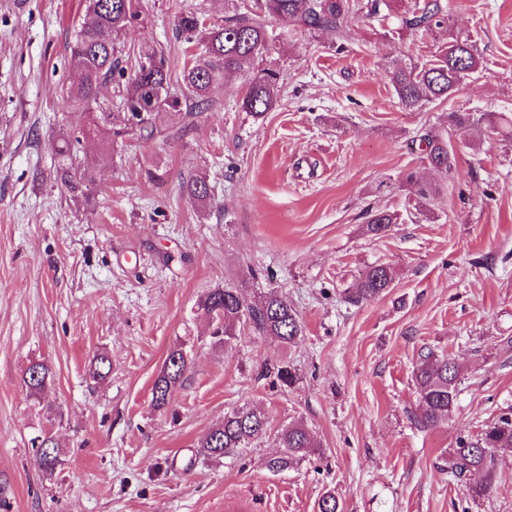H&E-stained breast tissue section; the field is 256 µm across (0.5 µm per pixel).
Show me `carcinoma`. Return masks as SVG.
I'll use <instances>...</instances> for the list:
<instances>
[{
	"label": "carcinoma",
	"mask_w": 512,
	"mask_h": 512,
	"mask_svg": "<svg viewBox=\"0 0 512 512\" xmlns=\"http://www.w3.org/2000/svg\"><path fill=\"white\" fill-rule=\"evenodd\" d=\"M238 0H225L228 12L221 23H208L195 12H184L174 20L176 35L195 44L181 72L186 93L179 98L169 92L171 74L163 56L145 52L131 62L133 75L125 77L119 66V48L130 31L142 21L141 0H88L87 19L80 24L69 46L68 68L78 98L72 112L69 132L58 139L57 172L61 182L75 196L89 200L88 186L93 170L75 166L77 145L85 139L101 138L107 142L137 130L149 136L156 131L157 116L174 112L183 125L194 122L209 109V90L224 80L228 73H243L247 88L239 99L241 108L261 117L277 103L282 78L273 67L257 70L254 62L273 49L277 36L267 29L262 15L268 13L288 17L294 25L310 34H340L351 23L390 19L388 0H248L240 7ZM413 31L430 34L447 28V18L440 0H415L414 7L401 19ZM480 57L474 52L468 35L448 34L435 55L425 62L408 63L401 58L391 62L389 78L402 106L415 108L425 102L444 101L456 94L465 80L480 69ZM125 81L123 94L112 112H96L99 101L108 94L112 83ZM469 126L476 136L482 135V118L471 112L448 113V127ZM421 154L432 173V179L421 180L408 171L402 180L416 186L414 209L419 211L439 194L441 184L448 182L457 169V158L448 133H426L420 136ZM187 197L204 204L211 197V186L202 174L183 181ZM367 230L378 235L397 223L398 215L385 209L368 210ZM393 282V271L387 265L371 267L359 288L349 296L358 303L382 294ZM206 316L216 324L214 337L230 347L247 328L272 336L288 346L303 335V323L288 298L276 293L248 300L241 289L226 283L211 289L202 302ZM189 358L183 349L171 350L152 387V403L165 407L171 395L182 386ZM276 382L291 387L297 381L294 370L283 361L274 372ZM461 381L459 365L446 354L430 353L420 361L414 382L422 408L418 423L434 428L448 421ZM23 383L33 395L43 398L52 389L54 374L45 362L31 363L23 374ZM270 433L265 412L253 405H242L224 414L197 443L198 453L223 458L234 451L258 448ZM281 451L263 460L266 469L282 473L299 465L313 453L315 442L302 421L290 423L277 431ZM35 464L43 472L54 473L60 465V450L55 438H35ZM500 453L512 454V411L488 425L476 438L461 437L448 452V473L469 482L476 497L486 495L495 481L494 458ZM317 512H341L336 493L327 490L317 502Z\"/></svg>",
	"instance_id": "cac0c4a2"
}]
</instances>
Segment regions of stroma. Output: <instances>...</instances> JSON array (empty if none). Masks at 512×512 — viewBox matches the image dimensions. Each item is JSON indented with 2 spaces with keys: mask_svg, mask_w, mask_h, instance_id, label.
I'll list each match as a JSON object with an SVG mask.
<instances>
[{
  "mask_svg": "<svg viewBox=\"0 0 512 512\" xmlns=\"http://www.w3.org/2000/svg\"><path fill=\"white\" fill-rule=\"evenodd\" d=\"M448 29L472 36L483 69L445 101L403 107L391 59L419 62L444 34L375 23L342 35L288 32L263 59L280 68L278 102L256 118L238 105L243 79L214 85L194 125L146 139L92 140L78 154L95 168L89 199L56 172L55 146L72 99L67 46L85 0H0V512H316L335 489L343 512H512V455L497 457L491 492L472 498L444 471L458 438L477 436L512 409V141L494 120L512 115V0H441ZM127 51L156 50L179 78L183 11L224 18V0H142ZM483 115L481 138L450 131L457 173L421 212L400 175L429 171L419 135L448 112ZM194 172L212 187L204 205L182 188ZM371 207L399 213L368 232ZM390 266L375 299L345 294L364 272ZM285 295L303 334L283 347L246 330L231 347L212 338L200 307L209 290ZM184 347L185 380L166 409L152 386ZM448 354L462 370L447 425L421 428L413 372L421 354ZM112 363L94 382V355ZM44 360L54 386L39 403L22 382ZM288 361L292 388L261 371ZM261 407L271 436L234 459L199 455L197 442L229 409ZM303 421L316 450L269 472L276 429ZM57 440L53 474L32 441Z\"/></svg>",
  "mask_w": 512,
  "mask_h": 512,
  "instance_id": "1",
  "label": "stroma"
}]
</instances>
